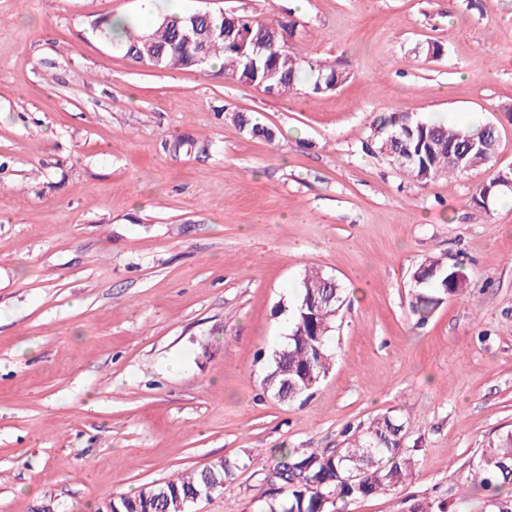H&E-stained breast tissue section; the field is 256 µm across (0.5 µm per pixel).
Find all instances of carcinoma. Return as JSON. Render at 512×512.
Listing matches in <instances>:
<instances>
[{
    "mask_svg": "<svg viewBox=\"0 0 512 512\" xmlns=\"http://www.w3.org/2000/svg\"><path fill=\"white\" fill-rule=\"evenodd\" d=\"M239 25L262 46L260 52L248 58L240 56L233 46V31L213 40L208 52L200 57L188 50L173 51L171 45L177 31L184 26L181 18H164L147 35L126 22L120 40L127 55L143 54L148 67L175 69L218 59L228 78L253 86L264 81L273 85L278 94L301 90L302 76L308 70L316 74L308 87L312 94L331 91L347 80L346 73L323 61L307 59L291 45L284 48L272 44L269 25L247 19L239 21ZM146 36L153 49L166 48L162 58L150 57L143 42ZM231 118L240 130L254 137L272 138L268 127L244 112H233ZM404 119L405 113L395 110L376 115L365 149L380 154L393 134L400 135L401 142L393 146V154L386 160L420 182L451 177L493 157L494 148L490 146H470V140L480 137L479 126H448L417 119L407 128ZM498 178L499 173H494L473 200L483 203L507 191L504 185H494ZM415 274L422 282L409 292L407 307L419 323L428 320L449 296L458 294V289L465 288L468 279L464 263L448 264L439 259L419 265ZM327 279L329 276L316 270L307 271L301 278L292 307L290 333L273 350L270 371L262 379V385L272 395L288 382L300 388L313 377L325 378L334 362L329 337L346 297L339 287L334 291L327 288ZM407 424L408 420L387 413L363 428L348 431L339 448L278 449L282 461L269 470V488L257 498L256 512H347L348 504L356 499L410 484L422 448L405 443ZM252 462L250 457L216 459L200 470L157 484L151 494L140 490L112 499V512H175L179 502L197 493L206 495L209 486L232 479ZM463 483L485 492L484 512H512V494L504 493V488L512 484V431L496 436L474 454Z\"/></svg>",
    "mask_w": 512,
    "mask_h": 512,
    "instance_id": "carcinoma-1",
    "label": "carcinoma"
}]
</instances>
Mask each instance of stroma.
<instances>
[{
    "label": "stroma",
    "mask_w": 512,
    "mask_h": 512,
    "mask_svg": "<svg viewBox=\"0 0 512 512\" xmlns=\"http://www.w3.org/2000/svg\"><path fill=\"white\" fill-rule=\"evenodd\" d=\"M222 10L293 22L291 44L347 81L268 93L141 65L107 31ZM392 109L494 125L496 153L418 182L364 148ZM510 168L512 0H0V512H88L247 456L191 510L253 512L277 449L340 447L393 410L415 477L349 512L451 500L512 428V197L473 201ZM439 256L469 279L420 326L412 274ZM310 267L348 303L329 374L282 403L261 379Z\"/></svg>",
    "instance_id": "obj_1"
}]
</instances>
